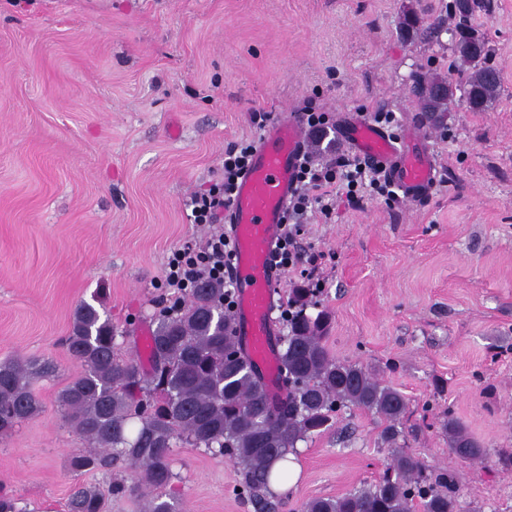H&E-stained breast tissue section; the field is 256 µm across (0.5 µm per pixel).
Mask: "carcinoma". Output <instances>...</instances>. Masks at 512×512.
Here are the masks:
<instances>
[{"mask_svg":"<svg viewBox=\"0 0 512 512\" xmlns=\"http://www.w3.org/2000/svg\"><path fill=\"white\" fill-rule=\"evenodd\" d=\"M460 15L452 33L455 52L471 68L465 90L474 111H483L499 95L492 75L490 48ZM416 82L438 89L421 94L426 117L442 120L454 96L437 76ZM321 289L300 284L289 290L287 332L278 349V376L284 397L270 402L263 376L241 348L233 315L224 307V285L202 280L177 304L153 318L148 366L118 357L112 322L83 302L74 311L66 350L80 372L60 391L58 403L76 432L94 451L73 457L76 471H108L120 465L140 470L141 482L112 484V494L150 489L145 512H178L177 501L160 490L175 479L171 451L181 443L220 454L239 468L236 491L255 512H272L278 502L269 484L274 465L301 442L329 431L336 417L354 409L376 415L379 439L390 463L373 483H361L336 497L312 498L300 512H478L464 505L449 469L426 472L424 464L400 444L408 399L381 382L368 368L334 358L325 343L331 316L320 305ZM56 372L49 360L15 357L0 362V435L38 415L42 402L34 385ZM448 448L458 459L489 460L485 446L448 406L441 421ZM67 512H105V500L93 485L75 488Z\"/></svg>","mask_w":512,"mask_h":512,"instance_id":"carcinoma-1","label":"carcinoma"}]
</instances>
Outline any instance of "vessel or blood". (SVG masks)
<instances>
[{
	"label": "vessel or blood",
	"mask_w": 512,
	"mask_h": 512,
	"mask_svg": "<svg viewBox=\"0 0 512 512\" xmlns=\"http://www.w3.org/2000/svg\"><path fill=\"white\" fill-rule=\"evenodd\" d=\"M339 135L380 167L408 200L418 201L431 194L435 159L428 148L422 147L419 130L397 139L364 115L352 113L342 120ZM304 145L302 122L295 114L281 116L265 126L225 218V231L234 252L235 324L274 400L282 391L276 378L279 327L274 317L279 283L271 255L297 185L298 160Z\"/></svg>",
	"instance_id": "obj_1"
}]
</instances>
